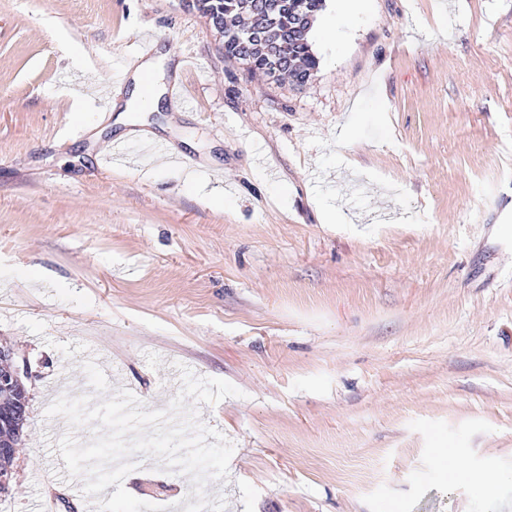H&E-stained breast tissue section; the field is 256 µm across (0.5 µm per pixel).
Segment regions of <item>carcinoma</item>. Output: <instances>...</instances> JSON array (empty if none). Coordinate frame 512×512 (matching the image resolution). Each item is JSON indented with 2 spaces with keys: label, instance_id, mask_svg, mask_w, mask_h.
Instances as JSON below:
<instances>
[{
  "label": "carcinoma",
  "instance_id": "carcinoma-1",
  "mask_svg": "<svg viewBox=\"0 0 512 512\" xmlns=\"http://www.w3.org/2000/svg\"><path fill=\"white\" fill-rule=\"evenodd\" d=\"M209 27H220L224 58L275 81L308 83L318 59L308 34L326 0H182ZM29 415L21 401L0 399V437L21 444Z\"/></svg>",
  "mask_w": 512,
  "mask_h": 512
}]
</instances>
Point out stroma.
I'll list each match as a JSON object with an SVG mask.
<instances>
[{"instance_id":"1","label":"stroma","mask_w":512,"mask_h":512,"mask_svg":"<svg viewBox=\"0 0 512 512\" xmlns=\"http://www.w3.org/2000/svg\"><path fill=\"white\" fill-rule=\"evenodd\" d=\"M309 40L279 84L181 0H0V344L32 370L0 512H78L54 401L165 410L181 365L240 391L193 405L234 446L225 512H512V0H327ZM160 51L187 102L124 128L179 160L108 162L113 69ZM134 459L184 512L189 477Z\"/></svg>"}]
</instances>
